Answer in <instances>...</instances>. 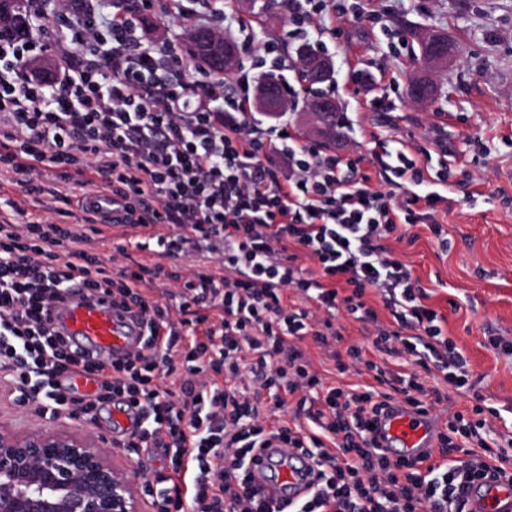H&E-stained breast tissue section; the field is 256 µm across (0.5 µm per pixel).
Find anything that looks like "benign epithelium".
Returning a JSON list of instances; mask_svg holds the SVG:
<instances>
[{"label": "benign epithelium", "instance_id": "obj_1", "mask_svg": "<svg viewBox=\"0 0 512 512\" xmlns=\"http://www.w3.org/2000/svg\"><path fill=\"white\" fill-rule=\"evenodd\" d=\"M431 64L456 55L448 34H428ZM209 64L225 71L236 61L234 45L201 34L196 39ZM146 481L131 459L111 461L92 434L64 422L18 432L0 425V512H142Z\"/></svg>", "mask_w": 512, "mask_h": 512}]
</instances>
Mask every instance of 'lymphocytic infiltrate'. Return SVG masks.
Returning a JSON list of instances; mask_svg holds the SVG:
<instances>
[{
    "label": "lymphocytic infiltrate",
    "mask_w": 512,
    "mask_h": 512,
    "mask_svg": "<svg viewBox=\"0 0 512 512\" xmlns=\"http://www.w3.org/2000/svg\"><path fill=\"white\" fill-rule=\"evenodd\" d=\"M156 4L137 0L133 11L116 5L82 27L61 24L53 43L37 50L24 25L0 26V167L27 191L41 164L57 168L63 182L90 173L137 225L171 227L152 238L160 263L113 271L86 249L102 232L94 215L79 224L1 222L0 373L41 417L96 426L114 399L140 407L144 425L121 450L173 451L156 512H283L250 486L248 461L272 436L313 456L318 469L294 512H465L464 486L491 472L512 474V457L489 443L483 405L468 416L450 413L424 464L389 458L373 435L394 395L425 411L444 401L425 377H442L459 393L470 388L444 315L385 245L399 227L416 224L447 245L438 218L448 209L439 190L447 164L401 150L342 158L280 124L252 131L259 79L296 62L281 43L250 36L231 78L196 77L170 45L142 40L138 19ZM288 14L289 37L307 38L316 51L346 37L327 0H288ZM38 51L60 57L50 80L28 70ZM272 149L281 165L268 162ZM375 166L386 171L383 181L374 180ZM213 241L224 247L223 271L199 263L181 278L165 267ZM302 257L318 264V275L303 276ZM75 279L133 311L147 330L145 348L108 364L73 355L46 314ZM289 291L314 310L287 306ZM372 292L389 322L367 303ZM172 293L174 309L164 302ZM339 309L408 371L365 358L358 346L336 352L342 334L330 315ZM308 337L330 351L339 374L365 373L371 383L325 382L301 347ZM77 371L96 379L94 393L65 385ZM283 391L307 427H271L262 396L273 395L279 409Z\"/></svg>",
    "instance_id": "lymphocytic-infiltrate-1"
}]
</instances>
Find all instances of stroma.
<instances>
[{
  "instance_id": "stroma-1",
  "label": "stroma",
  "mask_w": 512,
  "mask_h": 512,
  "mask_svg": "<svg viewBox=\"0 0 512 512\" xmlns=\"http://www.w3.org/2000/svg\"><path fill=\"white\" fill-rule=\"evenodd\" d=\"M223 8L236 20L226 33L231 40L248 34L267 39L288 26L284 10L269 22L250 10L247 0H225ZM151 20L144 38L173 43L181 53L184 33L193 24L211 23L209 11L178 19L162 6ZM341 23L346 38L329 52L335 68L329 86L333 98L345 102L349 73L373 57L383 66L376 89L389 93L395 106L390 112L361 107L349 113L337 154L368 151L374 134L380 140L378 152H427L448 163L451 204L441 217L447 246H440L421 224L411 228L410 239L387 241L426 290L430 304L446 316L445 331L469 360L472 391L449 392L433 417L444 424L449 413L471 409L480 397L500 410L493 426L504 430L512 422V354L493 350L488 339L512 337V0H362L358 16H345ZM411 27L446 32L457 46L454 60L435 75L438 99L428 105L406 96L416 70L406 43ZM37 183L39 192L29 194L9 176L0 177V215L11 218L20 210L35 222L80 223L76 201L86 186L66 183L72 203L65 208L49 193L57 185L52 169H43Z\"/></svg>"
}]
</instances>
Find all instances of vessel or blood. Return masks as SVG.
Returning a JSON list of instances; mask_svg holds the SVG:
<instances>
[{"label":"vessel or blood","mask_w":512,"mask_h":512,"mask_svg":"<svg viewBox=\"0 0 512 512\" xmlns=\"http://www.w3.org/2000/svg\"><path fill=\"white\" fill-rule=\"evenodd\" d=\"M80 205L97 209L117 222L124 219L122 211L113 209L112 195L105 190L85 193ZM70 289L71 299L52 309L51 316L61 326L71 348L105 363L142 344L144 327L128 316L116 314L109 294L98 292L82 297L83 284L78 280L71 283ZM139 422L137 410L115 408L112 433L118 436L132 432ZM375 440L390 457L417 463L434 448L436 429L423 412L395 402L380 416ZM313 467L310 456L282 448L275 440L249 461L255 487L264 498L282 506L294 504L309 492ZM462 498L466 512H512V480L492 476L476 480L463 490Z\"/></svg>","instance_id":"obj_1"}]
</instances>
